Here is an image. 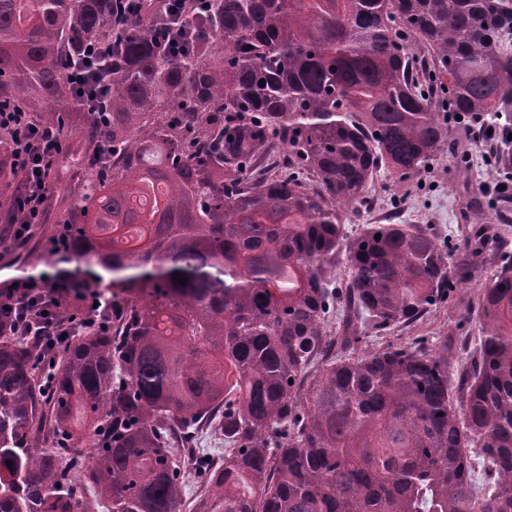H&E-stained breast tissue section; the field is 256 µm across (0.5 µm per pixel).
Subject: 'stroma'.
Masks as SVG:
<instances>
[{"label":"stroma","instance_id":"obj_1","mask_svg":"<svg viewBox=\"0 0 512 512\" xmlns=\"http://www.w3.org/2000/svg\"><path fill=\"white\" fill-rule=\"evenodd\" d=\"M491 144L482 133H475L467 162L451 154L441 156L421 183L408 187L395 186L392 181L380 180L373 192L371 206L360 208L354 228L378 223L380 218L399 217L404 224H427L434 233L449 244L466 242L470 232H495L505 241L502 252L483 255L482 267L476 277L459 286L447 303L427 315L414 327L395 328L391 332L369 338V346L381 348L390 344L411 342L422 337L435 343L443 337L460 336L477 339L479 324L472 308L484 288L501 254L512 255V211L499 214L487 207L489 197L499 188L498 178L490 163ZM483 200L480 208L472 207V198ZM48 236L35 231L23 247L8 240L0 241V263H17L18 274L30 277L35 283L53 276L57 263L49 255Z\"/></svg>","mask_w":512,"mask_h":512}]
</instances>
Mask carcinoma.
Here are the masks:
<instances>
[{
	"label": "carcinoma",
	"instance_id": "carcinoma-1",
	"mask_svg": "<svg viewBox=\"0 0 512 512\" xmlns=\"http://www.w3.org/2000/svg\"><path fill=\"white\" fill-rule=\"evenodd\" d=\"M90 49L105 117L71 87ZM1 102L67 140L49 207L112 272V322L63 349L0 332V512H97L78 487L176 512L188 464L192 512H512V259L478 342L366 350L488 242L345 232L380 176L464 156L477 119L512 181V0H0ZM11 153L0 132L1 225Z\"/></svg>",
	"mask_w": 512,
	"mask_h": 512
}]
</instances>
